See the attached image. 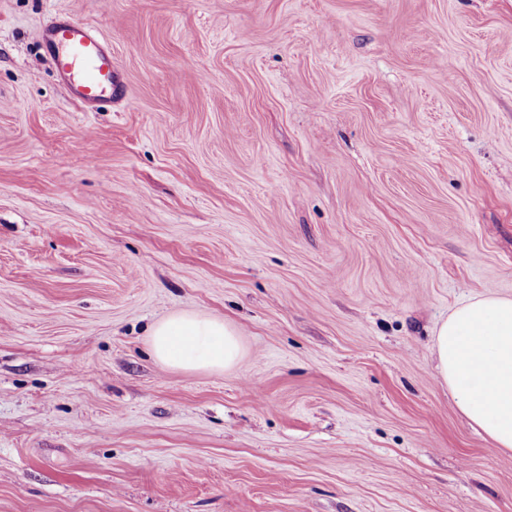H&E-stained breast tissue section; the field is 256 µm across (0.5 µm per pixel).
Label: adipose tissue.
<instances>
[{"label":"adipose tissue","mask_w":512,"mask_h":512,"mask_svg":"<svg viewBox=\"0 0 512 512\" xmlns=\"http://www.w3.org/2000/svg\"><path fill=\"white\" fill-rule=\"evenodd\" d=\"M155 358L177 371L221 373L246 357L236 327L200 311L153 325ZM436 371L462 415L493 448L512 451V298H470L435 330Z\"/></svg>","instance_id":"obj_1"}]
</instances>
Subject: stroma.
Wrapping results in <instances>:
<instances>
[{
    "label": "stroma",
    "mask_w": 512,
    "mask_h": 512,
    "mask_svg": "<svg viewBox=\"0 0 512 512\" xmlns=\"http://www.w3.org/2000/svg\"><path fill=\"white\" fill-rule=\"evenodd\" d=\"M98 28L130 99L41 49ZM512 297V0H0V512H512L434 331ZM181 310L230 373L158 362ZM42 43L59 79L89 112L115 99L127 100L112 45L101 32L58 16L45 28ZM149 343L155 358L173 370L222 373L246 357L236 327L200 311H179L153 325Z\"/></svg>",
    "instance_id": "obj_1"
}]
</instances>
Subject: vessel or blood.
Wrapping results in <instances>:
<instances>
[{"label": "vessel or blood", "instance_id": "vessel-or-blood-1", "mask_svg": "<svg viewBox=\"0 0 512 512\" xmlns=\"http://www.w3.org/2000/svg\"><path fill=\"white\" fill-rule=\"evenodd\" d=\"M42 43L59 79L87 109L125 98L112 46L101 32L59 16L45 28Z\"/></svg>", "mask_w": 512, "mask_h": 512}]
</instances>
